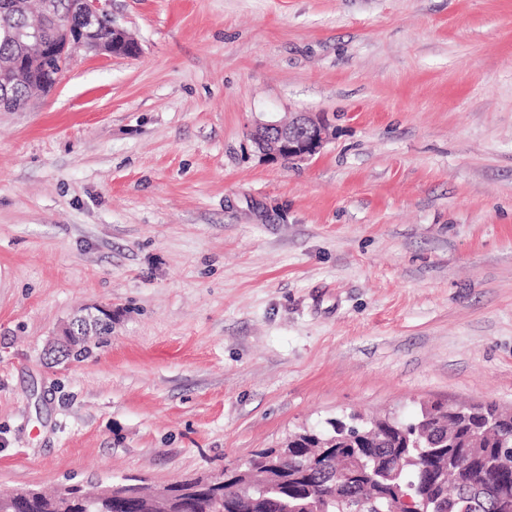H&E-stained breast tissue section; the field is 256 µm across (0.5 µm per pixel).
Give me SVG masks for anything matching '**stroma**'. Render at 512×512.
<instances>
[{"mask_svg": "<svg viewBox=\"0 0 512 512\" xmlns=\"http://www.w3.org/2000/svg\"><path fill=\"white\" fill-rule=\"evenodd\" d=\"M0 112V490L215 474L293 431L512 407V0H111ZM320 112L298 164L249 138ZM107 344L45 351L80 310ZM54 85V82L47 83L40 86L39 88H32L31 90L19 85H10L7 87V93L11 99L6 104H4L2 98L1 105L3 108H5V112H15L22 110L27 106L33 91L49 92Z\"/></svg>", "mask_w": 512, "mask_h": 512, "instance_id": "stroma-1", "label": "stroma"}]
</instances>
